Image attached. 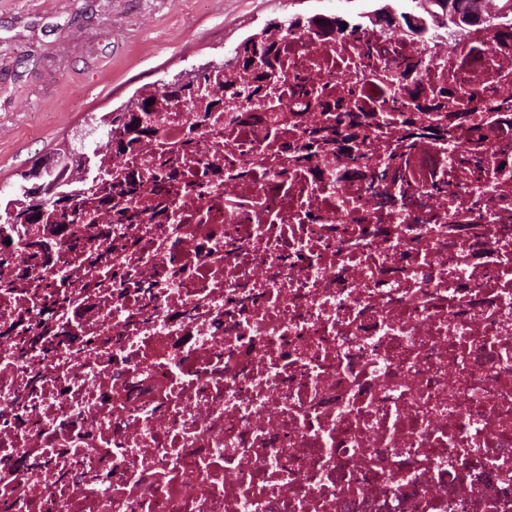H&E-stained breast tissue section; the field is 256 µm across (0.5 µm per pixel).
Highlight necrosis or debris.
Here are the masks:
<instances>
[{"label": "necrosis or debris", "instance_id": "1", "mask_svg": "<svg viewBox=\"0 0 512 512\" xmlns=\"http://www.w3.org/2000/svg\"><path fill=\"white\" fill-rule=\"evenodd\" d=\"M464 2L459 36L366 18L289 38L280 73L373 108L422 56L484 137L468 168L441 140L402 176L378 131L281 177V143L329 120L284 93L235 137L209 113L162 220L97 212L44 269L18 233L0 282L35 286L0 292V512H512V128L478 109L512 90V16ZM164 117L141 167L193 114Z\"/></svg>", "mask_w": 512, "mask_h": 512}]
</instances>
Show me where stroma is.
Returning <instances> with one entry per match:
<instances>
[{
  "label": "stroma",
  "instance_id": "obj_1",
  "mask_svg": "<svg viewBox=\"0 0 512 512\" xmlns=\"http://www.w3.org/2000/svg\"><path fill=\"white\" fill-rule=\"evenodd\" d=\"M373 0H0V190L142 85L218 60L273 20Z\"/></svg>",
  "mask_w": 512,
  "mask_h": 512
}]
</instances>
